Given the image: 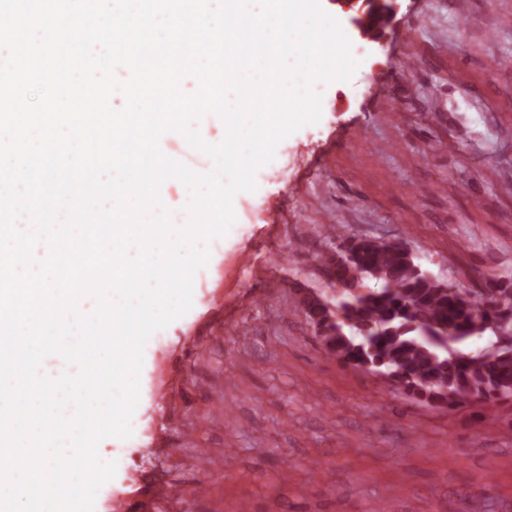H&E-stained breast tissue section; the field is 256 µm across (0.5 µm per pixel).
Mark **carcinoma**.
<instances>
[{
    "instance_id": "obj_1",
    "label": "carcinoma",
    "mask_w": 512,
    "mask_h": 512,
    "mask_svg": "<svg viewBox=\"0 0 512 512\" xmlns=\"http://www.w3.org/2000/svg\"><path fill=\"white\" fill-rule=\"evenodd\" d=\"M341 262L325 270L340 287L329 306L302 299L325 353L343 365L387 375L416 401L457 406L512 401V346L468 354L460 345L512 318V288L488 284L463 294L425 270L401 243L372 238L340 243ZM366 278L376 290L353 291Z\"/></svg>"
}]
</instances>
